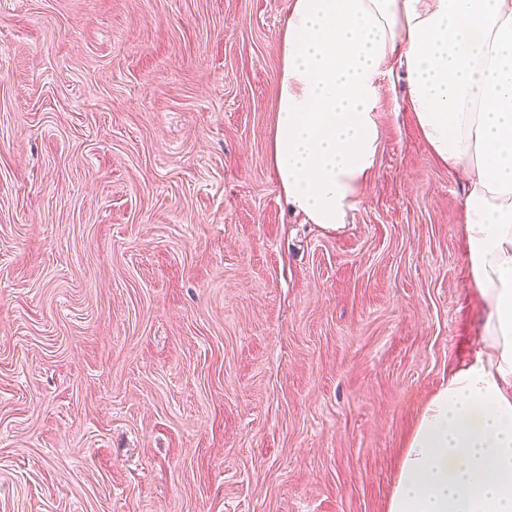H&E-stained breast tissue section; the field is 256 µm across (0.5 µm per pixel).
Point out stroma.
<instances>
[{
    "label": "stroma",
    "instance_id": "obj_1",
    "mask_svg": "<svg viewBox=\"0 0 512 512\" xmlns=\"http://www.w3.org/2000/svg\"><path fill=\"white\" fill-rule=\"evenodd\" d=\"M289 0H0V512H387L486 309L404 71L346 225L269 160Z\"/></svg>",
    "mask_w": 512,
    "mask_h": 512
}]
</instances>
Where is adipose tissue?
<instances>
[{
	"mask_svg": "<svg viewBox=\"0 0 512 512\" xmlns=\"http://www.w3.org/2000/svg\"><path fill=\"white\" fill-rule=\"evenodd\" d=\"M269 164L290 206L343 227L383 147L388 64L433 156L466 181L482 350L424 408L387 512H512V0H290Z\"/></svg>",
	"mask_w": 512,
	"mask_h": 512,
	"instance_id": "obj_1",
	"label": "adipose tissue"
}]
</instances>
